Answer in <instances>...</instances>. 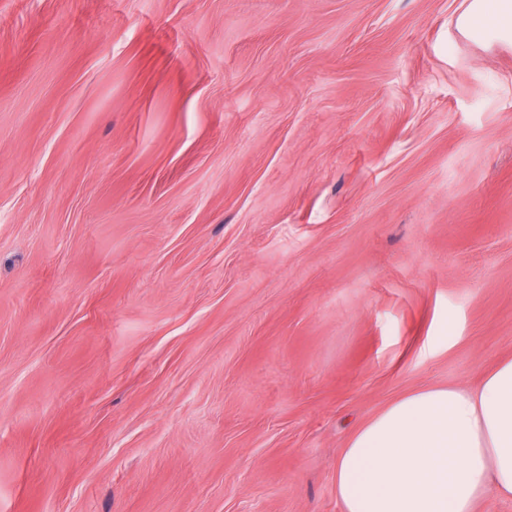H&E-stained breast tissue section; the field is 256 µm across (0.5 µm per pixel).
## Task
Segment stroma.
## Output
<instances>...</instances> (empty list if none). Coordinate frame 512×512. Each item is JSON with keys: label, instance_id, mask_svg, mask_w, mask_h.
Returning a JSON list of instances; mask_svg holds the SVG:
<instances>
[{"label": "stroma", "instance_id": "stroma-1", "mask_svg": "<svg viewBox=\"0 0 512 512\" xmlns=\"http://www.w3.org/2000/svg\"><path fill=\"white\" fill-rule=\"evenodd\" d=\"M471 2L0 0V512H341L361 424L512 359Z\"/></svg>", "mask_w": 512, "mask_h": 512}]
</instances>
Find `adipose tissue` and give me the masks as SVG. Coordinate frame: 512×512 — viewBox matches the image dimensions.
<instances>
[{"label": "adipose tissue", "instance_id": "1", "mask_svg": "<svg viewBox=\"0 0 512 512\" xmlns=\"http://www.w3.org/2000/svg\"><path fill=\"white\" fill-rule=\"evenodd\" d=\"M464 24L512 37V0H473ZM512 497V360L477 387L433 386L357 428L336 461L342 512H475Z\"/></svg>", "mask_w": 512, "mask_h": 512}]
</instances>
